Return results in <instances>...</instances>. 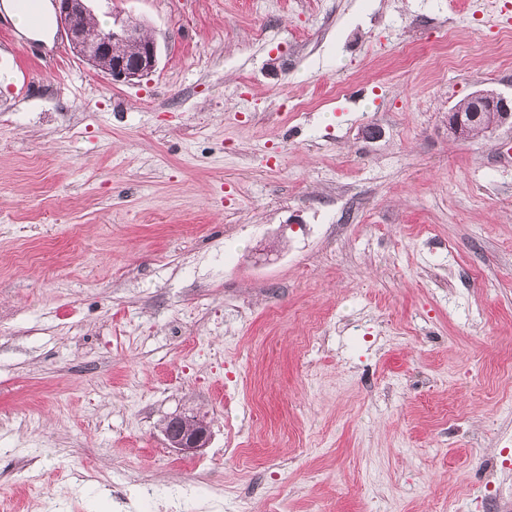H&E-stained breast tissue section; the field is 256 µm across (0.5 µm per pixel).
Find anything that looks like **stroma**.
I'll return each mask as SVG.
<instances>
[{"mask_svg":"<svg viewBox=\"0 0 512 512\" xmlns=\"http://www.w3.org/2000/svg\"><path fill=\"white\" fill-rule=\"evenodd\" d=\"M89 6L151 75L0 7V512H512V0ZM88 0H52L57 22L63 32L70 52L108 75L113 83L129 82L153 72L158 63V46L151 38H145L143 27L133 21L114 19L111 29L93 36L85 24L76 22V17L86 15L90 11ZM135 42L139 45L135 54L134 44H122L118 49L128 55L117 56L115 44ZM112 63L105 68L99 66L103 59H111ZM471 106L461 109L454 106L448 112V133L457 140H469L482 123L485 112H497L498 120L486 129L493 132L506 124L512 125V97L493 89H480L469 96ZM162 431L169 448L183 456H195L210 440V426L197 416L175 415L166 419Z\"/></svg>","mask_w":512,"mask_h":512,"instance_id":"stroma-1","label":"stroma"}]
</instances>
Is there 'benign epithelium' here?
Segmentation results:
<instances>
[{"mask_svg": "<svg viewBox=\"0 0 512 512\" xmlns=\"http://www.w3.org/2000/svg\"><path fill=\"white\" fill-rule=\"evenodd\" d=\"M88 0H52L57 22L63 32L70 52L77 58L99 68L103 59L112 63L101 69L114 83L129 82L151 72L158 63L157 43L143 35L141 24L133 21L114 20L111 29L93 36L89 27L76 22V17L89 11ZM135 42L138 53L129 58L118 56L114 46ZM468 109L453 107L448 112V133L457 140H468L482 123L486 112L498 115L496 123L487 131L492 132L506 124L512 125V97H506L493 89H480L469 96ZM162 431L170 448L183 456H194L207 447L210 440L209 424L197 417L172 416L163 423Z\"/></svg>", "mask_w": 512, "mask_h": 512, "instance_id": "7a95c632", "label": "benign epithelium"}]
</instances>
